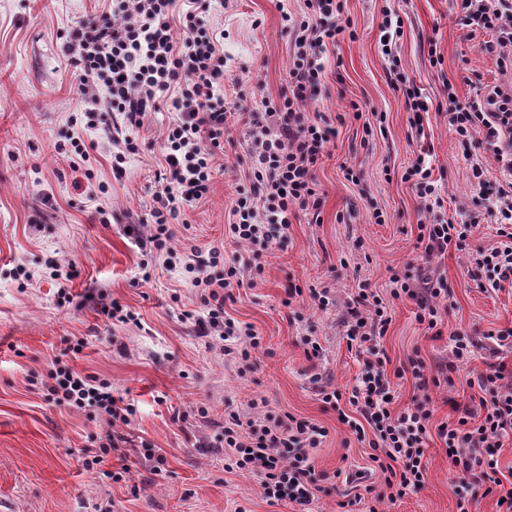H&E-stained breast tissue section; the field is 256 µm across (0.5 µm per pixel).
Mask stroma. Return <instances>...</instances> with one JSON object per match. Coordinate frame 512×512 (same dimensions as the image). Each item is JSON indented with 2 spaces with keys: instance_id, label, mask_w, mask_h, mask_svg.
Masks as SVG:
<instances>
[{
  "instance_id": "stroma-1",
  "label": "stroma",
  "mask_w": 512,
  "mask_h": 512,
  "mask_svg": "<svg viewBox=\"0 0 512 512\" xmlns=\"http://www.w3.org/2000/svg\"><path fill=\"white\" fill-rule=\"evenodd\" d=\"M102 7V0H0V503L8 512H95L110 501L117 512H291L287 504H268L251 476L224 469L218 437L225 410L245 412L252 400L263 398L273 414L289 412L328 431L314 453L315 469L326 477L319 512H341L343 501L350 504L348 512H457L455 475L434 436L427 441L423 488L393 503L378 500L385 487L370 448L350 442L347 426L324 406L309 376L321 374L341 391L353 384L360 365L347 347L345 323L362 280L391 312L382 346L386 368L395 375L397 411L419 395L405 371L411 355L425 361L431 376L450 358L458 330L478 339L512 326V288H480L464 253L453 249L432 261L453 292L437 330L417 323L412 300L390 294V268L418 262L422 254L417 226L423 215L401 179L404 169L418 148L428 149L432 173L442 179L444 207L462 222L460 206L476 155L452 136L444 112L425 114L423 140L412 141L404 98L391 83L379 44L384 12L402 16V66L433 102L444 101L447 79L464 100L474 95L476 83L511 78L499 71L495 56L480 52L479 38L458 24L453 0H347L344 19L356 38L329 48L326 91L307 106L336 127L315 169L324 198L321 216L315 220L297 211L287 241L267 250L262 278L252 287L231 288L224 302L225 318L253 326L262 338L245 368L220 352L215 337L201 335L181 317L200 306L183 271L186 248L235 250L224 226L248 168L245 130L236 115L227 117L207 197L186 207L174 227L173 254L156 264L147 283L132 230L152 206L160 150L132 156L125 176L116 179L108 141L96 135L88 142L94 173L109 184L103 205L112 221L105 224L87 200L92 184L78 182L70 160L54 149L68 113L81 107L61 36ZM303 10V0H227L222 13L208 18L224 33L227 99L241 93L276 99L287 92L292 47L282 14ZM432 45L442 56L437 67L428 60ZM354 102L363 112L386 114L384 134L362 142L360 123L348 116ZM346 165L362 170V186L344 179ZM374 206L386 212L385 223H374ZM51 259L77 272L69 284L70 303L57 302V288L46 276ZM21 267L32 281L22 282ZM291 282L331 288L336 302L322 310L303 296L284 306ZM113 300L133 321L115 323L103 315L101 304ZM306 336L321 344L318 359L306 358ZM81 337L88 340L83 351L66 353L67 340ZM58 360L107 379L114 396L134 405L133 421L124 429L130 438L126 459L110 458L101 471L83 466V449L103 441L110 427L92 411L47 402L28 383L29 373H46ZM491 360L512 378V347L494 355L475 348L453 373V387L429 388L435 422L447 420L449 399L469 401L468 374ZM143 441L152 445V456L140 449ZM124 464L128 479L113 482L109 471Z\"/></svg>"
}]
</instances>
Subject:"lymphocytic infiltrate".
<instances>
[{
	"label": "lymphocytic infiltrate",
	"instance_id": "obj_1",
	"mask_svg": "<svg viewBox=\"0 0 512 512\" xmlns=\"http://www.w3.org/2000/svg\"><path fill=\"white\" fill-rule=\"evenodd\" d=\"M109 0L100 13L76 22L63 35V52L75 69L77 93L83 107L68 119V131L55 143L58 154L81 161L85 179H93L90 155L83 139L89 131H103L111 145L113 176L126 172L129 156L137 154L140 129L154 112H173L161 143L165 165L155 175L157 188L149 211V233L137 245L150 261L173 249L172 226L186 206L207 197L214 179L215 150L224 141L227 112L224 100V49L204 19L224 0ZM457 17L469 34L490 33L480 50L495 56L501 71H512V0H455ZM301 17L283 14V29L293 43L288 70L289 88L278 99L265 98L260 110L240 106L247 128L248 173L228 213L224 235L237 249L232 254L212 247H191L184 264L188 283L199 294L204 314L185 311L207 336L219 337L224 354L249 361L261 338L252 326H238L224 317V292L256 283L264 271L263 251L285 240L293 212L302 210L320 218L323 197L314 169L327 153L334 127L320 114L310 115L305 102L317 99L323 86V58L330 46L350 36L344 23V0H304ZM381 51L388 62L394 88L402 92L409 123L421 129L423 115L433 102L404 71L395 52L403 33V19L389 13L383 18ZM448 125L458 142L492 156L495 169L483 162L471 165L468 206L471 223L459 224L446 213L437 179L425 154H418L401 179L409 183L425 215L418 224L417 241L423 248L414 271L392 269L393 297H407L416 306L415 319L433 330L448 310L452 290L447 278L430 269L434 257L448 247L465 252L477 277L491 290L512 286V85L478 88L459 99L452 82H445ZM112 112L121 120L113 132L102 115ZM490 219L497 246L467 251L474 224ZM346 338L362 360L360 373L348 391L325 384L320 388L326 407L339 411L358 443L373 450L389 500L404 498L421 488L427 478L426 441L437 434L456 470L454 493L457 512H470L479 493H497V504L512 512V487L505 486L497 452L512 436V383L500 365L472 372L467 384L478 395V409L454 404V418L434 423L429 386L452 384L460 362L468 360L475 342L465 333L453 338V359L439 366L435 377L425 375L419 357L408 360L422 396L412 406L393 410L391 377L380 349L392 321L391 314L369 282H358L348 310ZM45 398L58 406L91 409L112 426L104 442L84 449L83 465L92 469L109 456L125 457L126 435L135 414L132 404L112 394L104 379L84 375L69 366L54 365L43 376L32 375ZM348 401L353 414L339 410ZM327 436L324 427L291 413L271 414L265 399H255L246 413L224 415L221 441L225 471L255 478L269 503L288 502L294 512H317L318 477L314 448Z\"/></svg>",
	"mask_w": 512,
	"mask_h": 512
}]
</instances>
